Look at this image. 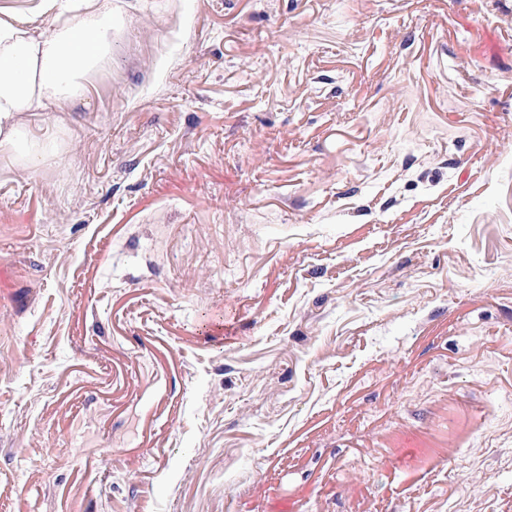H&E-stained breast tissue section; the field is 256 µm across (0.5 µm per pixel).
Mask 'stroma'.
I'll use <instances>...</instances> for the list:
<instances>
[{
	"mask_svg": "<svg viewBox=\"0 0 512 512\" xmlns=\"http://www.w3.org/2000/svg\"><path fill=\"white\" fill-rule=\"evenodd\" d=\"M0 153V512H512V0H112Z\"/></svg>",
	"mask_w": 512,
	"mask_h": 512,
	"instance_id": "obj_1",
	"label": "stroma"
}]
</instances>
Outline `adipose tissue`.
<instances>
[{"mask_svg":"<svg viewBox=\"0 0 512 512\" xmlns=\"http://www.w3.org/2000/svg\"><path fill=\"white\" fill-rule=\"evenodd\" d=\"M49 34L0 19V151L35 168L53 150L27 139V113L84 96L112 59V0H73Z\"/></svg>","mask_w":512,"mask_h":512,"instance_id":"obj_1","label":"adipose tissue"}]
</instances>
